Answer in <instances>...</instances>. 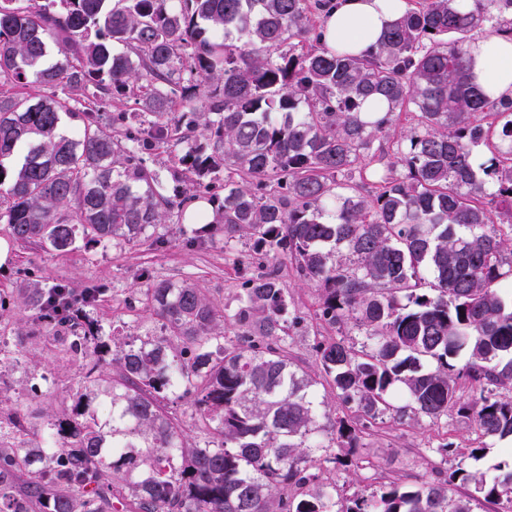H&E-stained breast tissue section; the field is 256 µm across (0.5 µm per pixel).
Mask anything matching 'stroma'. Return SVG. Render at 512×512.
Here are the masks:
<instances>
[{
    "mask_svg": "<svg viewBox=\"0 0 512 512\" xmlns=\"http://www.w3.org/2000/svg\"><path fill=\"white\" fill-rule=\"evenodd\" d=\"M193 231V225L174 216L157 237L51 256L37 244L15 241L8 226L0 224V243L8 248L5 261L0 262V342L18 354L17 362L0 364V392L7 398L0 406V429L10 430L18 409L25 415L26 433L44 429L49 414L66 406L83 375L81 358L58 352L47 336L30 333L21 323L24 289L53 282L97 289L95 301L83 307V314L105 331L116 329L126 337L155 332L161 326L160 319L145 312L140 303L145 285L141 274L145 271L158 280H190L215 307L229 315L236 312L243 277L256 270L251 262V242L237 237L228 248L220 243H195L191 240ZM278 271L288 292L290 311L300 320L281 347L293 369L317 380L316 390L323 401L317 424L327 429L346 407L328 385L322 384L315 347L341 335L358 345L364 338L352 327L338 333L317 317L319 291L297 275L288 259L280 260ZM477 442L474 424L454 411L434 420L387 416L372 421L358 448L352 450V462L360 460V467L323 461L320 474L340 501L354 494L368 497L379 493L393 480L415 486L432 479L438 469L461 467L494 475L502 459L499 443L490 442L486 454L476 460L466 456L465 450ZM443 444L449 447L444 455L437 451Z\"/></svg>",
    "mask_w": 512,
    "mask_h": 512,
    "instance_id": "obj_1",
    "label": "stroma"
}]
</instances>
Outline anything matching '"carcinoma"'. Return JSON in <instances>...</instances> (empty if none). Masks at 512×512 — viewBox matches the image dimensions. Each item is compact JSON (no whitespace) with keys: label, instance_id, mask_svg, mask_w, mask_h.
<instances>
[{"label":"carcinoma","instance_id":"obj_1","mask_svg":"<svg viewBox=\"0 0 512 512\" xmlns=\"http://www.w3.org/2000/svg\"><path fill=\"white\" fill-rule=\"evenodd\" d=\"M329 8L0 0V223L12 238L56 255L133 244L205 194L202 232L252 240L262 268L238 293L234 340L186 280L143 274L163 332L115 350L64 308L74 288H31L27 323L84 373L41 441L0 435V512H105L111 476L134 512H471L448 494L458 481L512 512L507 464L492 480L458 468L412 489L393 481L338 509L309 469L322 448L356 447L360 428L338 416L315 440L317 381L277 345L288 296L265 261L279 254L319 289L327 324L370 341L316 347L358 417L454 409L479 437L512 440V100H491L469 64L475 33L512 36V0H415L365 57L322 43ZM377 97L387 112L362 111ZM161 148L176 159L171 192L147 163ZM221 172L222 195L209 183ZM463 378L486 386L462 401ZM171 396L190 402L203 444L161 406ZM291 485L309 490L291 497Z\"/></svg>","mask_w":512,"mask_h":512}]
</instances>
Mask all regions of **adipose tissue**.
<instances>
[{
	"label": "adipose tissue",
	"instance_id": "ef3b65f1",
	"mask_svg": "<svg viewBox=\"0 0 512 512\" xmlns=\"http://www.w3.org/2000/svg\"><path fill=\"white\" fill-rule=\"evenodd\" d=\"M406 7V0H335L323 20L325 41L340 52L366 54ZM469 64L477 84L489 91L491 99L512 98V36L473 42Z\"/></svg>",
	"mask_w": 512,
	"mask_h": 512
}]
</instances>
